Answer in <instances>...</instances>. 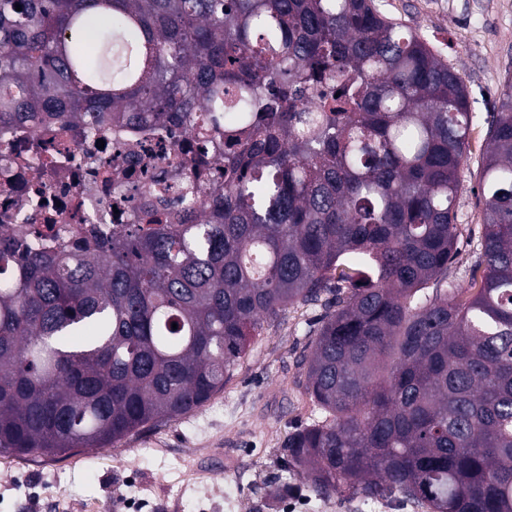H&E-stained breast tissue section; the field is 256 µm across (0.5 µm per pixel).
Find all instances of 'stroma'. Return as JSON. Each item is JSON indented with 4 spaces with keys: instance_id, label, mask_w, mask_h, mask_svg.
I'll list each match as a JSON object with an SVG mask.
<instances>
[{
    "instance_id": "35a3bbf8",
    "label": "stroma",
    "mask_w": 512,
    "mask_h": 512,
    "mask_svg": "<svg viewBox=\"0 0 512 512\" xmlns=\"http://www.w3.org/2000/svg\"><path fill=\"white\" fill-rule=\"evenodd\" d=\"M376 2L424 39L467 88L473 121L451 275L475 292L484 209L478 182L493 112L512 79V0ZM320 314L289 308L256 337L223 391L178 421L98 450L0 453V512H412L396 502L319 498L300 479L277 499L265 496L288 459V435L313 419L301 361Z\"/></svg>"
}]
</instances>
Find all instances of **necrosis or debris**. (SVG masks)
Listing matches in <instances>:
<instances>
[{
  "instance_id": "1",
  "label": "necrosis or debris",
  "mask_w": 512,
  "mask_h": 512,
  "mask_svg": "<svg viewBox=\"0 0 512 512\" xmlns=\"http://www.w3.org/2000/svg\"><path fill=\"white\" fill-rule=\"evenodd\" d=\"M198 135L180 125H0V230H21L46 250L77 251L90 239L110 244L113 230L154 206L184 209L181 185L224 186V164H198ZM168 185L156 195V185Z\"/></svg>"
}]
</instances>
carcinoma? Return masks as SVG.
Instances as JSON below:
<instances>
[{"mask_svg":"<svg viewBox=\"0 0 512 512\" xmlns=\"http://www.w3.org/2000/svg\"><path fill=\"white\" fill-rule=\"evenodd\" d=\"M200 112L201 152L224 158L201 211L146 208L80 252L0 234V452L177 421L307 305L315 417L284 471L321 498L512 512V83L465 299L449 269L468 94L374 0H0V122L190 129Z\"/></svg>","mask_w":512,"mask_h":512,"instance_id":"carcinoma-1","label":"carcinoma"}]
</instances>
